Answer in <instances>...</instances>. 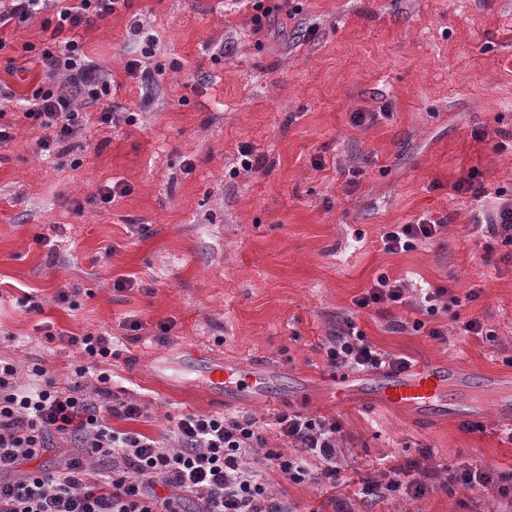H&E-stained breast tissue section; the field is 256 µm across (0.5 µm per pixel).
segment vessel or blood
<instances>
[{"label": "vessel or blood", "instance_id": "b4317fda", "mask_svg": "<svg viewBox=\"0 0 512 512\" xmlns=\"http://www.w3.org/2000/svg\"><path fill=\"white\" fill-rule=\"evenodd\" d=\"M180 366L199 373L212 399L220 405H249L267 393L274 382L272 374L264 369L247 363L228 365L222 358L195 347L174 356L158 357L154 362V375L166 389L177 390L186 383L176 372ZM461 383L454 370L440 365L420 366L401 373H385L379 381L378 398L388 405L413 407L424 416L478 419L481 406L474 403L456 406L448 402L449 387Z\"/></svg>", "mask_w": 512, "mask_h": 512}]
</instances>
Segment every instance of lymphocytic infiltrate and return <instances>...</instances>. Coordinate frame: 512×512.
<instances>
[{
	"mask_svg": "<svg viewBox=\"0 0 512 512\" xmlns=\"http://www.w3.org/2000/svg\"><path fill=\"white\" fill-rule=\"evenodd\" d=\"M9 2V9L0 10V27L39 15L53 33L49 41L27 48L29 63L40 68L44 81L21 108L30 125L42 130V150L62 147L86 121L79 101L96 103L112 95L101 66L88 58L80 41L63 39L62 33L105 20L127 0H75L53 13L49 0ZM61 72L66 75L62 83L56 80ZM439 229L425 217L393 225L382 235L383 248L391 254L408 251L415 242L435 238ZM58 338L82 357L69 387L58 386L42 366L33 368L29 380H21L13 364L0 360V512H287L261 472L243 463L257 448L266 451V468L294 481L329 485L335 491V512H347L337 493L341 428L336 420L301 413L275 419L280 436L292 447L322 460L317 474L309 471L306 456L290 459L267 450L262 426L250 418L181 414L174 420L173 445H164L109 424L114 417L139 420L147 410L146 404L110 385L103 365L118 354L111 332H62ZM324 352L334 370L404 372L410 367L407 359L377 349L351 318L344 319ZM58 436L69 448L61 452L57 466L50 471L32 468V461L53 449ZM98 460L108 462L107 473L96 472ZM438 477L434 468L417 475L412 467L394 466L380 480H366L362 492L368 497H418Z\"/></svg>",
	"mask_w": 512,
	"mask_h": 512,
	"instance_id": "lymphocytic-infiltrate-1",
	"label": "lymphocytic infiltrate"
}]
</instances>
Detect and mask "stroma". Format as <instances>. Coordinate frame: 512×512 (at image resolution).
I'll return each instance as SVG.
<instances>
[{
	"mask_svg": "<svg viewBox=\"0 0 512 512\" xmlns=\"http://www.w3.org/2000/svg\"><path fill=\"white\" fill-rule=\"evenodd\" d=\"M256 0H128L107 19L75 30L108 73L112 96L89 105V121L50 157L39 130L14 118L0 146V359L28 376L37 364L67 385L79 356L45 336L46 325L121 341L114 385L148 406L118 430L161 440L184 413L248 417L267 445L300 456L272 422L298 411L336 420L338 464L349 512H512L497 486L466 490L436 482L414 499L361 497L385 466L482 465L512 474V442L487 377L512 375V258L489 232L471 233L475 210L492 213L497 187H512V0H295L262 32ZM155 54L130 75L137 29ZM41 17L0 28V85L26 95L39 69L21 70L25 45L45 42ZM134 123H101L104 107ZM376 112L367 127L353 112ZM250 144L259 169L240 164ZM478 169L489 191L474 200L456 185ZM126 186L112 202L100 188ZM438 237L390 254L380 236L419 217ZM134 280L115 288L120 276ZM415 290L450 289L490 336L460 335L453 312L413 304L360 309L378 276ZM65 288L75 308L57 306ZM33 296L41 312L19 304ZM382 351L412 366L445 363L467 373L486 405L479 430L438 416L363 400L365 373L341 371L353 390L339 406L324 345L346 317ZM403 322L390 330L391 320ZM141 328L127 334L124 323ZM442 329L444 340L429 337ZM192 345L274 370L279 399L215 405L201 383L159 386L153 361ZM288 512H332L330 492L268 472Z\"/></svg>",
	"mask_w": 512,
	"mask_h": 512,
	"instance_id": "stroma-1",
	"label": "stroma"
}]
</instances>
